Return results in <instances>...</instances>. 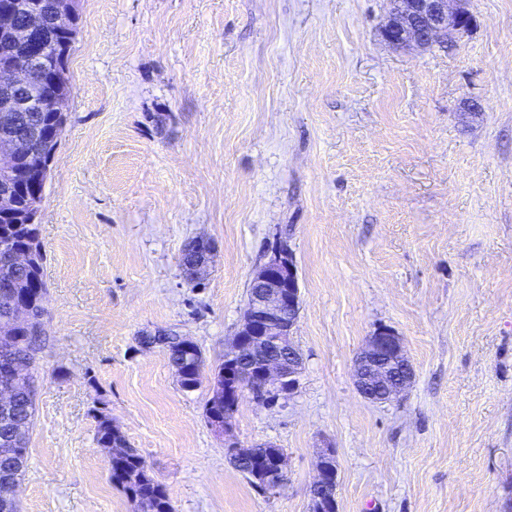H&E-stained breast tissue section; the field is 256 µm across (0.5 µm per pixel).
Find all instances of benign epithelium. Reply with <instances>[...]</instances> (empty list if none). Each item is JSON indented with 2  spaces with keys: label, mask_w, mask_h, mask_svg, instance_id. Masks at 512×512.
Returning <instances> with one entry per match:
<instances>
[{
  "label": "benign epithelium",
  "mask_w": 512,
  "mask_h": 512,
  "mask_svg": "<svg viewBox=\"0 0 512 512\" xmlns=\"http://www.w3.org/2000/svg\"><path fill=\"white\" fill-rule=\"evenodd\" d=\"M469 0H387L382 36L391 45L429 48L443 44L472 24ZM78 10V0H51L46 10L30 9L20 0H0V38L10 51L0 57V125L7 133L0 138V218L13 224H37L40 211L32 206L21 212L17 192L30 191L38 198L45 176L22 173L21 164L30 154L32 142L41 137L58 140L64 127L70 94L66 71L51 59L49 31L66 26ZM53 89L54 122L49 127L29 121L26 113L41 111L37 94ZM0 260L20 271L32 266L27 250L0 255ZM300 310V292L293 254L281 247L253 276L250 297L240 326L224 352V421L214 429L224 434V447L232 461L249 449L230 439L240 397L249 391L275 403L290 399L297 390L303 357L293 342ZM414 370L405 354L402 338L390 327L379 326L366 340L354 363V384L372 403H386L404 395L411 387ZM272 463L257 484L273 492L286 480V457L282 449L268 445ZM317 477L310 485L312 512H320L323 496L336 495L338 467L335 451L326 448L316 463Z\"/></svg>",
  "instance_id": "7a95c632"
}]
</instances>
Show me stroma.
Segmentation results:
<instances>
[{
	"instance_id": "1",
	"label": "stroma",
	"mask_w": 512,
	"mask_h": 512,
	"mask_svg": "<svg viewBox=\"0 0 512 512\" xmlns=\"http://www.w3.org/2000/svg\"><path fill=\"white\" fill-rule=\"evenodd\" d=\"M386 0H80L67 121L44 187L46 357L18 512H131L94 440L107 414L175 512H310L320 449L338 512H512V0H469L428 49ZM480 112L465 114L466 102ZM194 238L209 273L185 280ZM291 250L304 357L288 401L244 394L232 438L270 442L258 492L184 392L173 331L224 359L255 270ZM415 378L363 399L377 327ZM251 448H255L252 446ZM264 448H270L269 455L272 458V463L264 471L263 474H253L257 484L273 492H278L286 480V457L281 448L274 445L266 444ZM264 448H255L256 454L262 455Z\"/></svg>"
}]
</instances>
